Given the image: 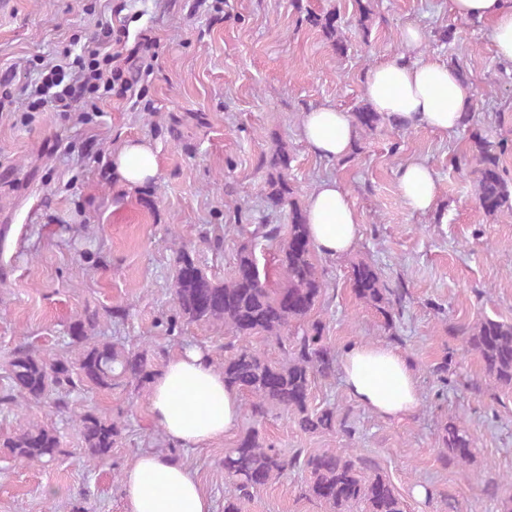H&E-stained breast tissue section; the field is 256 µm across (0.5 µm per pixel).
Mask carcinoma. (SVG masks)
I'll return each instance as SVG.
<instances>
[{"label":"carcinoma","instance_id":"carcinoma-1","mask_svg":"<svg viewBox=\"0 0 512 512\" xmlns=\"http://www.w3.org/2000/svg\"><path fill=\"white\" fill-rule=\"evenodd\" d=\"M357 25L368 37L373 15L371 0H355ZM301 21L322 33L342 55L347 49L340 12H315L297 5ZM354 123L371 132L383 115L365 104L353 113ZM474 144V185L479 208L487 216L512 210V182L500 170L501 157L512 151L506 139L492 141L479 131L471 133ZM292 157L288 143L277 140L266 169L265 201L273 211L288 210L286 224L242 225L245 241L224 280L209 275L185 245L173 252L170 288L174 312L157 323L174 336L190 324L224 329L235 339L224 347V384L250 397L247 413L251 425L235 447L224 452V474L232 494L224 498V512H242L263 487L295 469L305 473L303 493L325 504L328 512H404V504L389 479L346 448H325L317 453L290 458L265 442L260 426L275 412L291 415L305 432L336 428V410H315L310 405L312 383L336 372V352L328 344L326 326L313 313L326 295L328 284L319 267L310 239L305 206L288 180ZM226 226L212 224L201 237L213 250L224 247ZM266 250L278 254L280 282L269 286L260 268ZM350 282L357 300L375 310L386 329L395 327L403 308L404 291L391 288L372 262L351 264ZM100 314L88 312L68 326L65 349L59 354L40 351L27 343L17 345L3 365L6 384L0 389V413L10 415L30 402L50 400L59 413L69 414L79 435L80 458L95 462L112 455L121 442L125 425L91 410L74 412L68 395L84 387L99 391L150 388L159 373L158 348L112 342L97 336ZM463 346L475 353L486 380L496 390L512 391V322L488 316L455 327ZM261 336L276 341L283 357L273 361L253 345ZM442 448L462 466L475 457V442L460 422L449 419L442 428ZM0 452L14 462L48 465L64 454L61 434L52 424L30 421L17 432L0 437Z\"/></svg>","mask_w":512,"mask_h":512}]
</instances>
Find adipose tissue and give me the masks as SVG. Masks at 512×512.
<instances>
[{
	"instance_id": "ef3b65f1",
	"label": "adipose tissue",
	"mask_w": 512,
	"mask_h": 512,
	"mask_svg": "<svg viewBox=\"0 0 512 512\" xmlns=\"http://www.w3.org/2000/svg\"><path fill=\"white\" fill-rule=\"evenodd\" d=\"M459 18L488 21L497 58L512 63V0H449ZM364 93L373 109L405 126L456 134L471 102L447 62L432 56L396 55L366 74ZM301 137L308 149L325 159L347 158L355 148L351 116L331 105L307 112ZM112 173L121 184L137 189L157 178L159 162L152 144L129 139L112 155ZM399 187L412 211H429L438 194L432 170L420 160L402 165ZM315 248L330 257L349 253L359 225L349 194L337 180L319 182L306 198ZM351 399L386 419L400 421L420 405L414 363L386 345L350 344L339 358ZM156 427L178 448H202L236 430L242 412L240 393L225 386L223 372L210 355L190 347L170 356L150 390ZM124 512H211V501L195 473L169 454L145 452L124 469Z\"/></svg>"
}]
</instances>
